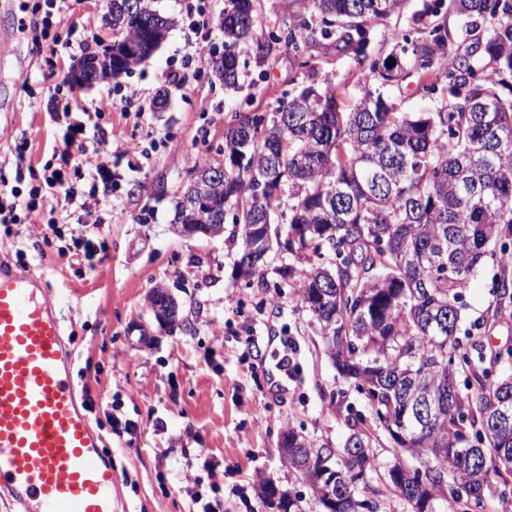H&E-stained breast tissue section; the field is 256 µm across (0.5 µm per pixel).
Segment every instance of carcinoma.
Instances as JSON below:
<instances>
[{
    "mask_svg": "<svg viewBox=\"0 0 512 512\" xmlns=\"http://www.w3.org/2000/svg\"><path fill=\"white\" fill-rule=\"evenodd\" d=\"M404 0H307L320 18L315 29L290 15L278 33L253 38V0H229L221 28L224 53L213 59L226 86L238 82L237 47L253 41L267 55L284 42L296 51L336 37V49L363 53L370 29L398 12ZM448 10L467 29L489 25L484 38L448 53L443 79L448 102L433 112L401 113L384 96L403 64L369 66L378 85L353 108H341L333 86L302 87L269 114L234 112L224 128V179L210 186L217 206L210 224H232L241 238L236 265L251 264L247 283H264L265 262H252L251 224H277L288 253L308 269L288 278L309 311L327 355L370 402L369 415L347 420L350 435L334 451L307 442L305 456L335 455L336 512H378L359 480L383 474L384 486L417 512L434 500L454 509L480 506L484 490L508 485L512 474V422L496 423L512 406V374L489 381L512 349L485 356L468 340L482 323L461 329L463 292L487 259L502 267L494 288L512 304V97L495 77L512 75V0H450ZM174 18L143 0L142 11L123 13L112 0L119 52L112 77L131 72L157 49L155 30ZM430 43L413 49L426 72L434 47L453 42L437 25ZM137 43V57L120 49ZM478 388L462 394L457 376ZM388 432L402 451L426 462L422 477L380 471L371 427ZM408 439L401 440L397 432ZM481 446L471 456L466 449Z\"/></svg>",
    "mask_w": 512,
    "mask_h": 512,
    "instance_id": "1",
    "label": "carcinoma"
}]
</instances>
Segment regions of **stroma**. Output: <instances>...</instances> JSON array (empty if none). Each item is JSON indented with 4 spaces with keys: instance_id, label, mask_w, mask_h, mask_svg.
Listing matches in <instances>:
<instances>
[{
    "instance_id": "obj_1",
    "label": "stroma",
    "mask_w": 512,
    "mask_h": 512,
    "mask_svg": "<svg viewBox=\"0 0 512 512\" xmlns=\"http://www.w3.org/2000/svg\"><path fill=\"white\" fill-rule=\"evenodd\" d=\"M36 2L8 0L0 12L11 37L0 56V179L29 190L61 146V114L71 111L84 123V142L119 159L111 188L87 176L74 186L112 206L77 217L60 193L53 216L65 236L90 240L106 259L91 267L59 257L46 248L41 224H18L14 236L0 224V244L26 251L27 270L44 279L58 305L74 348L75 382L94 399L92 425L112 456L114 512H198L187 490L196 475L217 487L223 512H272L260 495L264 480L301 496L305 512H323L311 485L282 461L280 435L292 427L342 446L346 410L365 413L369 405L330 363L310 314L282 277L305 264L272 250L265 286L246 285L235 276L240 240L232 230L216 239L181 236L171 223L174 204L193 163L222 158L232 112L273 111L286 93L309 84L334 85L353 105L369 87L372 60L413 49L439 23L462 45L465 34L448 0H404L398 14L372 29L360 59L337 51L331 39L302 54L282 44L264 57L241 52L235 89L212 70L213 56L224 50L219 19L228 0H155L175 25L152 59L80 91L69 74L79 59L103 49L105 0H67L62 22L39 42L29 30ZM304 11L303 0H257L253 34L278 30L288 15ZM392 28L402 40L389 38ZM192 41L206 54H192ZM434 59V90L411 66L389 89L399 111L429 112L445 100L447 48H436ZM22 143L32 172L20 180L14 149ZM499 273L488 261L463 297L465 323L485 322L490 350L512 347V306L499 308L494 289ZM159 284L178 300L183 327L155 329L147 297ZM135 324L154 328L150 343L132 333ZM333 398L342 412L328 411ZM128 422L134 433L125 431ZM202 448L213 462L205 476L196 462Z\"/></svg>"
}]
</instances>
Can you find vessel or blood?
<instances>
[{"label":"vessel or blood","instance_id":"vessel-or-blood-1","mask_svg":"<svg viewBox=\"0 0 512 512\" xmlns=\"http://www.w3.org/2000/svg\"><path fill=\"white\" fill-rule=\"evenodd\" d=\"M39 279L0 260V497L16 512H112V459Z\"/></svg>","mask_w":512,"mask_h":512}]
</instances>
